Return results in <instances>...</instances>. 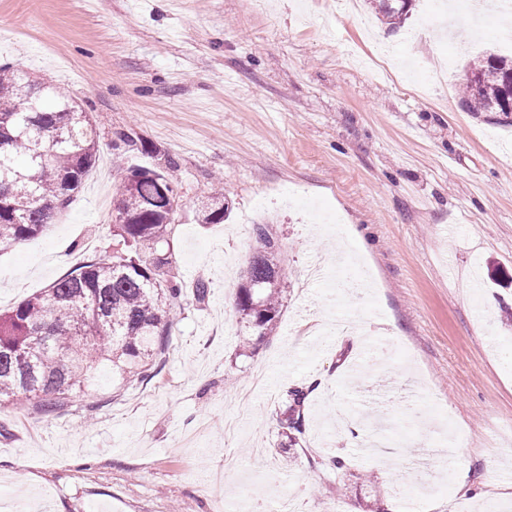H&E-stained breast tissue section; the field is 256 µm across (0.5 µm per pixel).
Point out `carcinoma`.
<instances>
[{"label": "carcinoma", "mask_w": 512, "mask_h": 512, "mask_svg": "<svg viewBox=\"0 0 512 512\" xmlns=\"http://www.w3.org/2000/svg\"><path fill=\"white\" fill-rule=\"evenodd\" d=\"M414 0H369L390 25L403 23ZM465 95L475 112H512V58L473 63ZM97 157L87 113L63 92L0 66V249L44 233L72 202ZM129 167L121 183L116 235L121 249L93 259L9 311H0V399L23 400L51 415L75 389L102 377L142 382L156 371L171 328V305L181 284L161 278L170 265L158 248L176 206L171 171ZM226 203L205 208V224H221ZM254 254L237 291V310L249 327L276 332L283 270L270 228L253 229ZM307 391L288 390L280 448L298 444Z\"/></svg>", "instance_id": "carcinoma-1"}]
</instances>
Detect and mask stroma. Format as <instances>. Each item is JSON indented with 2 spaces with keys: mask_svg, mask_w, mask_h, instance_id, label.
Wrapping results in <instances>:
<instances>
[{
  "mask_svg": "<svg viewBox=\"0 0 512 512\" xmlns=\"http://www.w3.org/2000/svg\"><path fill=\"white\" fill-rule=\"evenodd\" d=\"M496 29L454 47L426 0L396 29L367 0H0V65L63 88L98 145L51 228L0 251V310L110 259L126 167L169 158L184 292L149 381L50 416L0 403L6 512H512V114L462 94L474 61L512 54ZM217 196L229 219L203 223ZM264 212L286 278L263 338L235 303ZM310 262L324 276L298 287ZM307 395V391L302 387H294L288 390V398L281 419L283 438L280 448L282 449L294 448L298 444L299 435L303 432V408Z\"/></svg>",
  "mask_w": 512,
  "mask_h": 512,
  "instance_id": "35a3bbf8",
  "label": "stroma"
}]
</instances>
